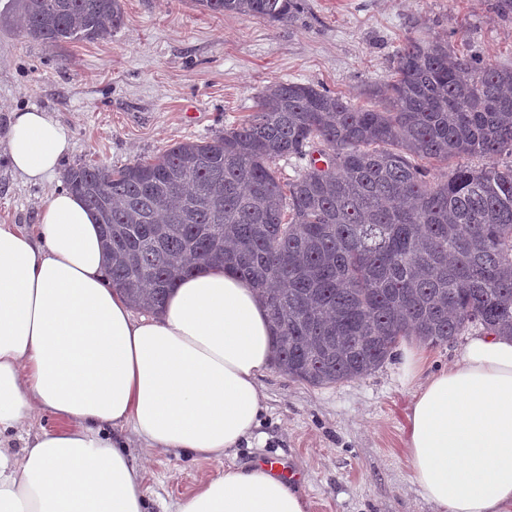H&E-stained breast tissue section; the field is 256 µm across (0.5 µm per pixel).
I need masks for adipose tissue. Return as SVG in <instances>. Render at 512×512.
<instances>
[{"label": "adipose tissue", "instance_id": "1", "mask_svg": "<svg viewBox=\"0 0 512 512\" xmlns=\"http://www.w3.org/2000/svg\"><path fill=\"white\" fill-rule=\"evenodd\" d=\"M11 168L53 177L64 129L13 113ZM273 362L256 288L231 268L199 265L160 312L133 313L108 280L98 218L53 192L34 233L0 224V434L32 412L56 421L14 453L0 448V512H149L120 438L223 463L259 425L260 379ZM405 454L436 512H512V336L469 337L457 363L420 384ZM304 494L264 465L229 466L174 512H307Z\"/></svg>", "mask_w": 512, "mask_h": 512}]
</instances>
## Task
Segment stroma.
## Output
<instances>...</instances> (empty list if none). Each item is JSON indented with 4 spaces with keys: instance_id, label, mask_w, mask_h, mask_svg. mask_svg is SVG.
Masks as SVG:
<instances>
[{
    "instance_id": "stroma-1",
    "label": "stroma",
    "mask_w": 512,
    "mask_h": 512,
    "mask_svg": "<svg viewBox=\"0 0 512 512\" xmlns=\"http://www.w3.org/2000/svg\"><path fill=\"white\" fill-rule=\"evenodd\" d=\"M490 0H298L291 21L215 16L192 0H123L111 37L49 48L18 34L0 0V138L12 113L37 109L64 127L62 167L95 161L120 168L240 123L264 88L309 83L362 103L385 88L409 37H446L461 52L512 68V19ZM61 177L29 184L0 152V224L28 231ZM400 357L371 375L312 386L271 370L260 383V424L236 464L286 462L308 512H435L410 480L405 456L416 383ZM128 444L144 472L151 512H164L221 464Z\"/></svg>"
}]
</instances>
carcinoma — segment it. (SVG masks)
<instances>
[{
	"mask_svg": "<svg viewBox=\"0 0 512 512\" xmlns=\"http://www.w3.org/2000/svg\"><path fill=\"white\" fill-rule=\"evenodd\" d=\"M22 36L104 39L122 0H13ZM214 15L286 22L297 0H194ZM322 146L282 180L276 162ZM512 69L444 38L408 37L387 90L362 105L276 82L208 140L122 168L78 163L63 181L99 216L109 278L151 312L200 262L259 289L275 363L327 386L366 377L413 336L438 347L474 326L512 335ZM439 169L441 174L431 175Z\"/></svg>",
	"mask_w": 512,
	"mask_h": 512,
	"instance_id": "cac0c4a2",
	"label": "carcinoma"
}]
</instances>
